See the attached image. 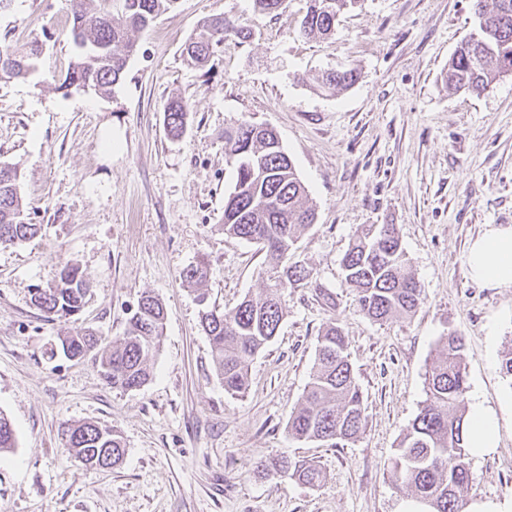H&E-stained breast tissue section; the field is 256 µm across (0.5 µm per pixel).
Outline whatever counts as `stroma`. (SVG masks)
<instances>
[{"label": "stroma", "mask_w": 512, "mask_h": 512, "mask_svg": "<svg viewBox=\"0 0 512 512\" xmlns=\"http://www.w3.org/2000/svg\"><path fill=\"white\" fill-rule=\"evenodd\" d=\"M308 0L280 14L250 0H179L137 34V53L111 94L59 90L76 60L68 0H10L0 47L39 40L38 68L0 77V165L15 167L24 207L41 231L0 247V412L17 438L0 456V512H401L391 462L426 399L435 341L465 339L468 389L498 421L496 448L470 459V502L512 498V287L476 282L471 243L512 226V75L476 95L448 88L445 72L473 30L470 0H359L334 36L306 38ZM224 16L254 32L226 42L211 72L183 59L197 22ZM349 66L357 82L328 92L324 70ZM190 105L171 139L164 108ZM251 121L276 130L316 210L290 261L310 272L286 288V316L251 364L238 397L216 375L183 270L206 260L211 304L235 308L265 285L266 251L224 233V194L234 179L224 129ZM117 139L107 146L106 134ZM363 224L397 225L423 289L415 313L376 322L346 288L341 260ZM90 296L77 319L30 302L67 261ZM166 309L152 376L135 391L106 385L91 360L56 348L74 326L123 336L142 292ZM337 321L363 391L367 427L331 446L289 437L317 337ZM117 428L123 461L83 469L64 446L67 425ZM285 455L324 473L307 486L258 476Z\"/></svg>", "instance_id": "35a3bbf8"}]
</instances>
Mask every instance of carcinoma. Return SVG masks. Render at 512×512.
Here are the masks:
<instances>
[{"label": "carcinoma", "instance_id": "obj_1", "mask_svg": "<svg viewBox=\"0 0 512 512\" xmlns=\"http://www.w3.org/2000/svg\"><path fill=\"white\" fill-rule=\"evenodd\" d=\"M69 2L70 35L80 53L59 88L106 94L122 82L137 51L134 34L147 29L159 14L174 9L178 0H119L121 14L117 16L90 7V0ZM357 2L309 0L301 33L307 37L332 35L340 13ZM472 2L478 26L449 61L448 86L481 94L505 72H512V0H492L490 6L486 0ZM231 36L245 42L253 32L222 17L205 18L184 42L182 55L195 66H212L218 48ZM40 54L35 42L23 49L1 48L0 74L24 77L37 68ZM356 79L355 69L343 68L324 73L318 84L325 90L344 89ZM189 114L190 106L181 99L166 104L165 126L170 138L182 137ZM224 154L234 168V184L224 197V234L260 245L274 264L265 271L262 293L245 297L228 312L210 304L207 294L198 288L208 276L206 262L189 266L182 278L196 292L200 325L224 390L243 395L249 387L254 356L275 337L284 319L282 290L309 275L304 267L284 265L282 260L299 234L314 223L315 209L273 128L243 121L224 129ZM40 230L41 225L30 222L24 209L16 169L0 165V246L29 240ZM342 267L345 284L356 292L360 310L374 321L409 315L422 302V288L394 224L357 228ZM87 293L79 266L68 262L45 287L31 294V303L48 315L71 317L82 310ZM164 320L159 299L143 293L121 338L108 342L88 328L77 327L60 338V344L71 359L91 358L111 387L134 391L151 377L150 361L161 347ZM435 350L436 359L426 375L427 398L401 435L391 467L392 481L395 487L411 491L427 512H464L471 485L463 338L450 331L437 339ZM365 428L364 399L349 360L347 337L338 323L331 321L317 336L310 379L288 416V435L299 441L337 445L356 440ZM15 447L13 426L0 412V454ZM66 448L86 469L113 467L125 455L120 432L95 421L68 427ZM261 472L289 474L310 486L322 478L316 466L286 457L261 465Z\"/></svg>", "mask_w": 512, "mask_h": 512}]
</instances>
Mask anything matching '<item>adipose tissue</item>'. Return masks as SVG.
I'll use <instances>...</instances> for the list:
<instances>
[{
	"mask_svg": "<svg viewBox=\"0 0 512 512\" xmlns=\"http://www.w3.org/2000/svg\"><path fill=\"white\" fill-rule=\"evenodd\" d=\"M469 266L475 279L487 286H512V228L492 231L472 242ZM497 443L494 416L479 397H472L468 445L472 454L482 455Z\"/></svg>",
	"mask_w": 512,
	"mask_h": 512,
	"instance_id": "obj_1",
	"label": "adipose tissue"
}]
</instances>
